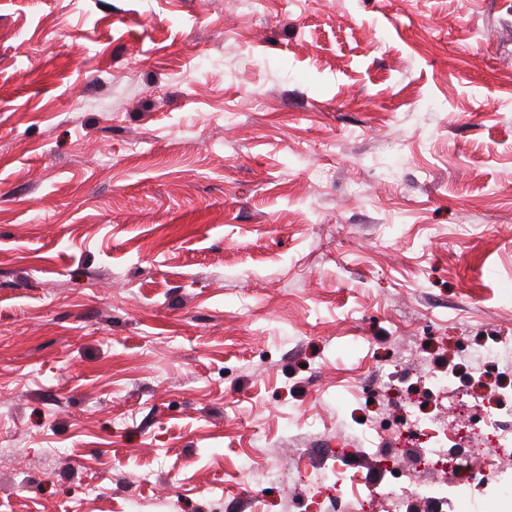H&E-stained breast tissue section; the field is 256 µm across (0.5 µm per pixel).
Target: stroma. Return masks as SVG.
I'll return each instance as SVG.
<instances>
[{"mask_svg":"<svg viewBox=\"0 0 512 512\" xmlns=\"http://www.w3.org/2000/svg\"><path fill=\"white\" fill-rule=\"evenodd\" d=\"M502 333L512 0H0L7 512H304L302 453L387 485L380 369Z\"/></svg>","mask_w":512,"mask_h":512,"instance_id":"obj_1","label":"stroma"}]
</instances>
